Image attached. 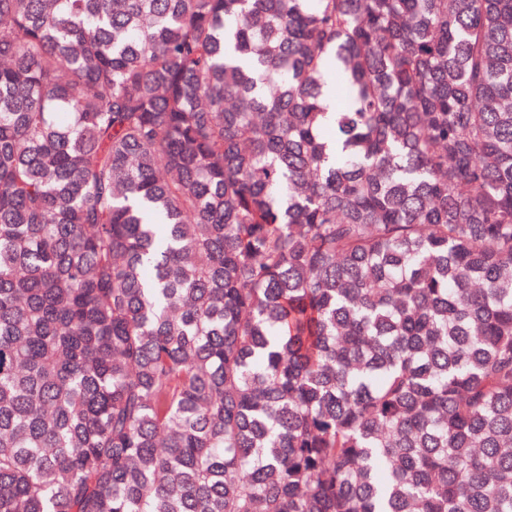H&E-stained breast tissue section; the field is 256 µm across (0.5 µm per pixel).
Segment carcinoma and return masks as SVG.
Returning <instances> with one entry per match:
<instances>
[{"label": "carcinoma", "instance_id": "1", "mask_svg": "<svg viewBox=\"0 0 512 512\" xmlns=\"http://www.w3.org/2000/svg\"><path fill=\"white\" fill-rule=\"evenodd\" d=\"M0 512H512V0H0Z\"/></svg>", "mask_w": 512, "mask_h": 512}]
</instances>
